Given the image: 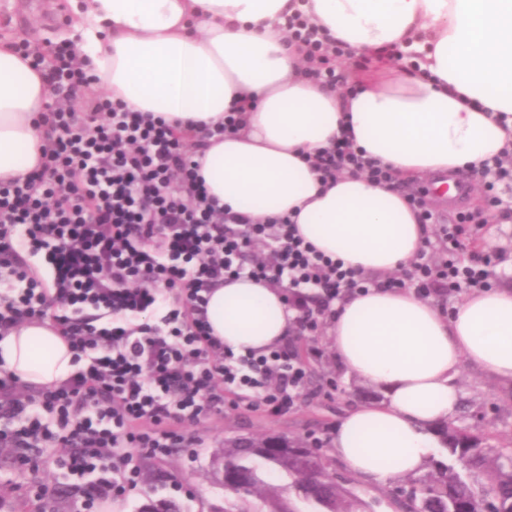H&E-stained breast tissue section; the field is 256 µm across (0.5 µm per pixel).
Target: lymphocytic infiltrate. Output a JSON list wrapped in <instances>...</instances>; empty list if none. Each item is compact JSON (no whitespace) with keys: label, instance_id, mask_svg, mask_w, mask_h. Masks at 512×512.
<instances>
[{"label":"lymphocytic infiltrate","instance_id":"lymphocytic-infiltrate-1","mask_svg":"<svg viewBox=\"0 0 512 512\" xmlns=\"http://www.w3.org/2000/svg\"><path fill=\"white\" fill-rule=\"evenodd\" d=\"M288 42L303 52L305 77L333 86L336 64L356 70L398 62L390 45L351 58L344 43L302 11L288 17ZM54 90L69 100L42 113L47 129L36 168L0 182V338L38 320L64 337L80 369L53 387H32L0 370V444L21 465L35 454L75 480L72 512H96L99 501L137 486L135 454L164 458L187 442L176 423L224 413V396L249 398L271 412L293 408L307 384L295 343L237 354L209 330V296L242 278L287 286L295 332H316L346 297L373 288H410L423 299L448 300L487 287L488 253L474 250L481 222L459 212L444 223L422 191L410 207L428 228L404 277H379L344 266L315 249L290 217L261 224L225 211L210 196L196 160L212 139L238 132L246 119L234 104L223 123L180 135L165 120L101 96L73 111L92 82L69 45L33 54ZM309 163L329 185L345 173L388 184L395 174L354 147L344 129ZM477 174L488 207L497 188L512 182V148L486 160ZM440 260H433L434 252ZM46 253L43 277L28 255Z\"/></svg>","mask_w":512,"mask_h":512}]
</instances>
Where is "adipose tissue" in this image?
<instances>
[{
  "label": "adipose tissue",
  "instance_id": "ef3b65f1",
  "mask_svg": "<svg viewBox=\"0 0 512 512\" xmlns=\"http://www.w3.org/2000/svg\"><path fill=\"white\" fill-rule=\"evenodd\" d=\"M291 0H76L72 41L99 87L180 129L224 119L249 102L240 132L211 142L201 174L231 211L287 215L317 250L371 274L400 270L425 230L406 192L345 174L328 189L306 161L351 121L367 156L414 182L467 169L512 143V0H305L313 23L350 50L392 43L417 55L409 69L363 78L357 94L301 75L302 56L281 23ZM0 38V182L38 163L37 116L50 101L44 75ZM285 291L240 279L215 289L208 320L236 352L288 337ZM327 338L336 361L380 389L379 402L345 412L333 450L356 477L386 487L421 474L458 412L457 376L470 364L512 383V286L474 290L444 312L413 290L346 298ZM0 367L33 387L79 369L67 342L39 322L0 339Z\"/></svg>",
  "mask_w": 512,
  "mask_h": 512
}]
</instances>
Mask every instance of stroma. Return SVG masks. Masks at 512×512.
<instances>
[{
	"label": "stroma",
	"mask_w": 512,
	"mask_h": 512,
	"mask_svg": "<svg viewBox=\"0 0 512 512\" xmlns=\"http://www.w3.org/2000/svg\"><path fill=\"white\" fill-rule=\"evenodd\" d=\"M17 13L10 31L27 45H56L61 25L57 16H69V5L48 7L46 0H5ZM472 205L478 206L484 221L482 240L491 244L498 256L495 283H512V218L485 206L480 182H472ZM307 350L306 365L326 381H336L337 391H304L297 406L280 413L239 407L225 410L223 416L194 425L201 442L179 447L161 460L140 464L141 478L136 489L114 502L118 512H138L150 499L169 498L182 512H221L224 490L215 482L211 457L225 438L250 436L258 432L290 433L306 439H319L324 453H331L333 429L338 418L365 388L349 377L336 363L325 331L301 340ZM457 382L462 390L468 416L462 426L475 435H486L488 445L504 448L512 444V384L489 379L475 367L463 366ZM72 479L47 462L25 469L14 460L0 463V512H41L44 504L57 501L71 504Z\"/></svg>",
	"instance_id": "stroma-1"
}]
</instances>
